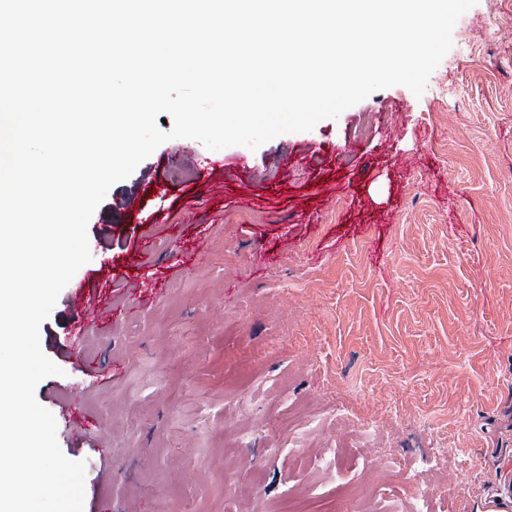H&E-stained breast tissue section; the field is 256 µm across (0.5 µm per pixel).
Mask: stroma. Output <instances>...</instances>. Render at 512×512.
Wrapping results in <instances>:
<instances>
[{
	"label": "stroma",
	"instance_id": "obj_1",
	"mask_svg": "<svg viewBox=\"0 0 512 512\" xmlns=\"http://www.w3.org/2000/svg\"><path fill=\"white\" fill-rule=\"evenodd\" d=\"M452 39L422 95L254 150L171 139L110 187L39 328L62 373L35 396L83 512H351L340 481L374 512L512 500V0ZM80 290L111 322L72 312ZM322 448L353 454L325 470Z\"/></svg>",
	"mask_w": 512,
	"mask_h": 512
}]
</instances>
